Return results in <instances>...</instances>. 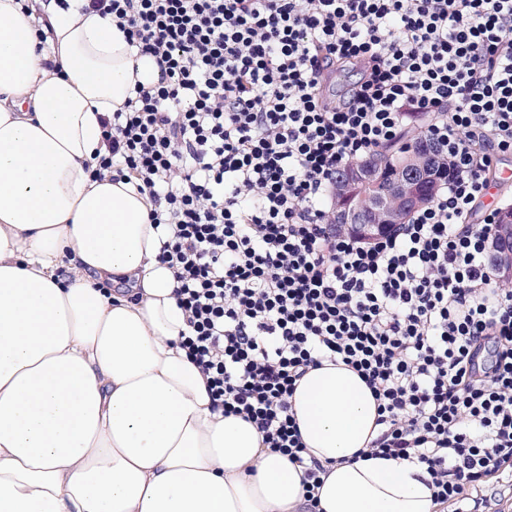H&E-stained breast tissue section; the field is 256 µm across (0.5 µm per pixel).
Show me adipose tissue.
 I'll return each mask as SVG.
<instances>
[{
	"mask_svg": "<svg viewBox=\"0 0 512 512\" xmlns=\"http://www.w3.org/2000/svg\"><path fill=\"white\" fill-rule=\"evenodd\" d=\"M157 77L81 0H0V512H306L303 468L214 407L181 345L147 193L86 168ZM292 410L319 512H437L425 466L365 457L378 403L353 369L309 368Z\"/></svg>",
	"mask_w": 512,
	"mask_h": 512,
	"instance_id": "obj_1",
	"label": "adipose tissue"
}]
</instances>
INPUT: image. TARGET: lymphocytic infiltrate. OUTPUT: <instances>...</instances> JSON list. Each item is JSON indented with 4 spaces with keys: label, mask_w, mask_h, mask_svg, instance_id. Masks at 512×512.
I'll list each match as a JSON object with an SVG mask.
<instances>
[{
    "label": "lymphocytic infiltrate",
    "mask_w": 512,
    "mask_h": 512,
    "mask_svg": "<svg viewBox=\"0 0 512 512\" xmlns=\"http://www.w3.org/2000/svg\"><path fill=\"white\" fill-rule=\"evenodd\" d=\"M159 68L104 120L93 179L128 173L214 404L304 470L297 381L342 361L378 402L372 457L425 466L437 504L512 471V289L485 205L512 155V0H87ZM359 74L342 98L330 74ZM448 160L434 198L372 240L336 230L337 174L402 143Z\"/></svg>",
    "instance_id": "lymphocytic-infiltrate-1"
}]
</instances>
